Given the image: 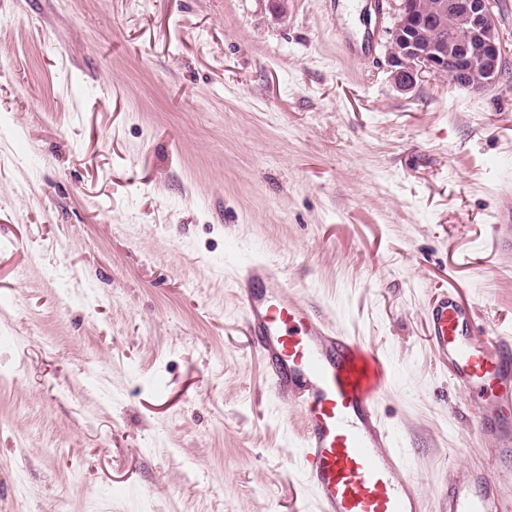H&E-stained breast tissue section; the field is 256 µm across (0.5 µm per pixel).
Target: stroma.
Returning a JSON list of instances; mask_svg holds the SVG:
<instances>
[{
	"mask_svg": "<svg viewBox=\"0 0 512 512\" xmlns=\"http://www.w3.org/2000/svg\"><path fill=\"white\" fill-rule=\"evenodd\" d=\"M369 0H0V512H312L301 412L228 286L261 256L388 365L436 512L480 461L425 336L456 288L512 336V0L501 82L398 91Z\"/></svg>",
	"mask_w": 512,
	"mask_h": 512,
	"instance_id": "35a3bbf8",
	"label": "stroma"
}]
</instances>
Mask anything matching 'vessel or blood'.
<instances>
[{
	"mask_svg": "<svg viewBox=\"0 0 512 512\" xmlns=\"http://www.w3.org/2000/svg\"><path fill=\"white\" fill-rule=\"evenodd\" d=\"M233 286L274 398L302 412L301 471L317 512H423L406 454L379 413L380 356L289 297L274 265L246 261ZM427 338L478 410L491 468L449 467L439 512H512V337L478 329L475 309L438 292Z\"/></svg>",
	"mask_w": 512,
	"mask_h": 512,
	"instance_id": "vessel-or-blood-1",
	"label": "vessel or blood"
}]
</instances>
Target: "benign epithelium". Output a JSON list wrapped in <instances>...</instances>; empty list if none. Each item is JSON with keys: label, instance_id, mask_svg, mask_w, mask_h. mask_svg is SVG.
<instances>
[{"label": "benign epithelium", "instance_id": "7a95c632", "mask_svg": "<svg viewBox=\"0 0 512 512\" xmlns=\"http://www.w3.org/2000/svg\"><path fill=\"white\" fill-rule=\"evenodd\" d=\"M395 87L411 91L424 72L481 92L502 77L500 38L490 0H399L387 42Z\"/></svg>", "mask_w": 512, "mask_h": 512}]
</instances>
